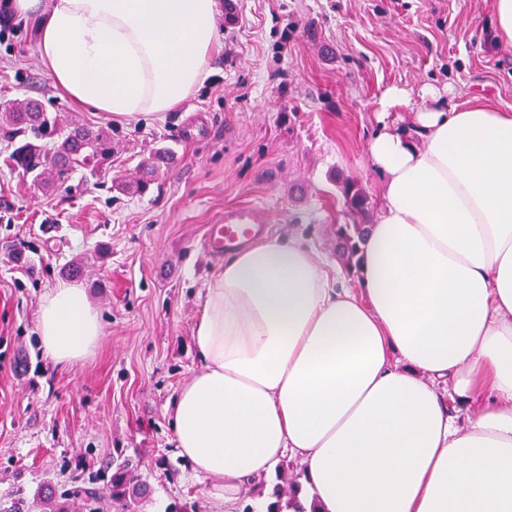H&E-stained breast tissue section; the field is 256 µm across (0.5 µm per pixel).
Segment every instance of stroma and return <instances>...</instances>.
I'll list each match as a JSON object with an SVG mask.
<instances>
[{
	"label": "stroma",
	"mask_w": 512,
	"mask_h": 512,
	"mask_svg": "<svg viewBox=\"0 0 512 512\" xmlns=\"http://www.w3.org/2000/svg\"><path fill=\"white\" fill-rule=\"evenodd\" d=\"M217 30L193 93L162 119L129 123L73 106L41 62L35 23L0 45V104L38 100L116 146L108 164L49 190L0 133V502L119 458L151 488L139 512H210L211 482L177 454L166 412L200 366L192 329L219 267L201 247L209 226L254 210L270 234L302 238L336 267L338 287H357L329 227L347 221L340 179L379 207L365 150L385 91H408L407 128L427 87L448 108L512 107V46L491 0H235ZM152 157L150 191L124 190ZM68 280L86 288L104 335L62 368L35 322L41 297Z\"/></svg>",
	"instance_id": "1"
}]
</instances>
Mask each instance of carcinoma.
I'll use <instances>...</instances> for the list:
<instances>
[{
  "label": "carcinoma",
  "instance_id": "cac0c4a2",
  "mask_svg": "<svg viewBox=\"0 0 512 512\" xmlns=\"http://www.w3.org/2000/svg\"><path fill=\"white\" fill-rule=\"evenodd\" d=\"M0 129L13 139L25 136L28 141L18 146L14 161L28 173L44 177V184L56 187L62 183L60 169L72 170L76 167H101L112 158V136L105 131L93 132L80 126H68L51 117L42 106L33 102L10 103L0 106ZM155 166L146 163L134 184L127 189L144 193L153 181ZM345 200L350 222L336 225V254L345 265L352 269L359 266L360 244L366 236L369 200L363 188L353 180H344L340 186ZM94 481H82L63 489L49 487L36 500L15 501L0 509V512H96L94 507L97 492L92 487ZM112 500L121 504L125 512H135L149 494L144 484L129 463L123 461L112 468L110 480ZM275 509L268 512H284L296 509L293 485L276 487Z\"/></svg>",
  "mask_w": 512,
  "mask_h": 512
}]
</instances>
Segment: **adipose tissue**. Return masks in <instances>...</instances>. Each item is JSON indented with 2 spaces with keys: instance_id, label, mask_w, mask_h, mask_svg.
I'll use <instances>...</instances> for the list:
<instances>
[{
  "instance_id": "ef3b65f1",
  "label": "adipose tissue",
  "mask_w": 512,
  "mask_h": 512,
  "mask_svg": "<svg viewBox=\"0 0 512 512\" xmlns=\"http://www.w3.org/2000/svg\"><path fill=\"white\" fill-rule=\"evenodd\" d=\"M80 110L162 118L201 80L218 0H15ZM414 131L366 148L382 203L358 291L307 243L268 236L208 283L201 361L168 412L176 450L212 479L211 512L284 458L302 512H512V108L448 111L428 89ZM43 352L67 367L103 336L84 288L40 300ZM465 405L456 423L450 403Z\"/></svg>"
}]
</instances>
